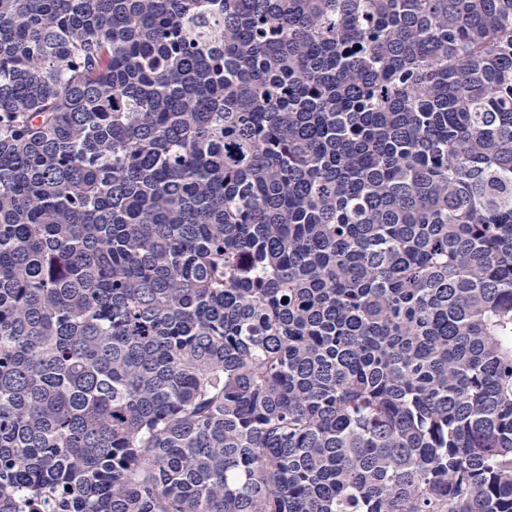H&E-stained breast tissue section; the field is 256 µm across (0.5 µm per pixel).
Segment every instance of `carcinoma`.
Instances as JSON below:
<instances>
[{
    "label": "carcinoma",
    "mask_w": 512,
    "mask_h": 512,
    "mask_svg": "<svg viewBox=\"0 0 512 512\" xmlns=\"http://www.w3.org/2000/svg\"><path fill=\"white\" fill-rule=\"evenodd\" d=\"M0 512H512V0H0Z\"/></svg>",
    "instance_id": "1"
}]
</instances>
